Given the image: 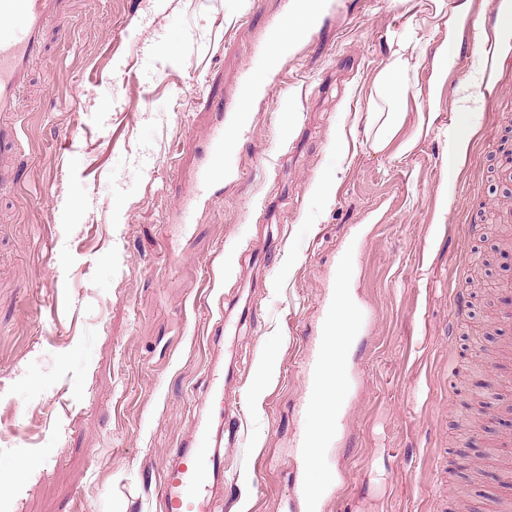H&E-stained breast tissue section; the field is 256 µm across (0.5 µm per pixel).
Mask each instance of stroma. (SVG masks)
Instances as JSON below:
<instances>
[{"instance_id": "1", "label": "stroma", "mask_w": 512, "mask_h": 512, "mask_svg": "<svg viewBox=\"0 0 512 512\" xmlns=\"http://www.w3.org/2000/svg\"><path fill=\"white\" fill-rule=\"evenodd\" d=\"M446 2L334 0L255 97L252 41L284 0H67L23 95L17 189L0 193V512H163L158 476L200 418L222 437L216 512H305L313 481L319 512L512 501V329L495 323L512 280L497 221L512 207V81L478 48L489 13L512 57V12ZM410 24L421 61L376 151L367 97ZM228 101L250 112L224 189L180 225ZM344 271L356 339L333 445L311 467L294 447L302 362ZM214 387L238 392L240 419L203 400Z\"/></svg>"}]
</instances>
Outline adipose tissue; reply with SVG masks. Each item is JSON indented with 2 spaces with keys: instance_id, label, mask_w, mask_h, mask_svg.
<instances>
[{
  "instance_id": "1",
  "label": "adipose tissue",
  "mask_w": 512,
  "mask_h": 512,
  "mask_svg": "<svg viewBox=\"0 0 512 512\" xmlns=\"http://www.w3.org/2000/svg\"><path fill=\"white\" fill-rule=\"evenodd\" d=\"M299 7L288 17L287 26L274 33L272 52L268 60L269 70H276L281 61L290 54L305 34L316 24L325 10V0H298ZM412 29L394 33L390 41V54L384 67L375 75L367 99L371 122L378 130L373 140L374 149H383L401 126L403 105L411 87V76L416 68L413 60ZM339 318L331 333L335 342L329 351L334 373L346 367L347 353L354 343L353 292L348 288H337Z\"/></svg>"
}]
</instances>
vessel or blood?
<instances>
[{"label": "vessel or blood", "mask_w": 512, "mask_h": 512, "mask_svg": "<svg viewBox=\"0 0 512 512\" xmlns=\"http://www.w3.org/2000/svg\"><path fill=\"white\" fill-rule=\"evenodd\" d=\"M60 15L61 0H0V190L17 183L21 130L16 114L31 64L42 51L45 29ZM223 181L224 122L219 119L197 169L188 206L210 202L213 188ZM332 341V336H318L307 346L303 362L307 381H326ZM222 462L207 428L196 424L191 447L182 449L176 462L164 466L159 475L157 489L166 512H211L209 478Z\"/></svg>", "instance_id": "1"}]
</instances>
